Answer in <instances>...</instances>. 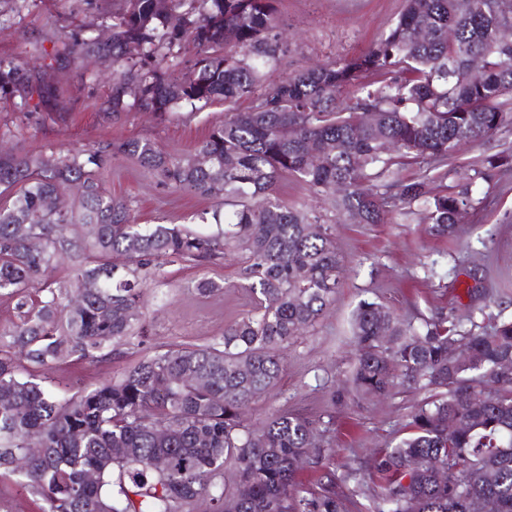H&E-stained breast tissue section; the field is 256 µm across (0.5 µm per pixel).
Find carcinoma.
<instances>
[{"label": "carcinoma", "instance_id": "obj_1", "mask_svg": "<svg viewBox=\"0 0 512 512\" xmlns=\"http://www.w3.org/2000/svg\"><path fill=\"white\" fill-rule=\"evenodd\" d=\"M117 2L112 44L80 35L60 54L112 58V112L165 113L217 98L252 105L227 114L194 154L140 140L118 148L162 183L224 201L208 235L135 223L130 202L101 184L102 150L0 152V195L9 196L0 206V294L20 313L0 345V475L39 495L41 512H180L201 496L212 512H348L335 477L310 497L294 485L298 459L334 452L317 444L316 422L274 412L252 429L245 411L276 388L288 346L335 300L332 224H386L416 204L435 232L454 233L468 190L436 194L432 183L463 145L512 125V0H404L364 53L272 83L287 44L277 0ZM188 45L196 58L179 72L168 59ZM19 91L21 109L34 98L50 109L61 96L52 79L0 64V99ZM396 153L425 174L389 180ZM285 175L331 198V215L283 206L274 189ZM369 182L377 192L362 189ZM338 183L347 190L336 193ZM73 185L78 209L50 205ZM229 250L247 253L244 287L258 307L210 344L149 355L120 380L66 398L17 372L20 357L39 367L95 358L111 341L145 336L146 288L164 264L213 263ZM62 261L65 281L53 277ZM353 332L358 394L387 396L405 380L447 389L414 410L408 435L377 459L386 476L379 512H471L479 498L512 512V320L480 332L443 319L415 327L365 301ZM458 343L469 361L454 356ZM450 417L460 423L453 433ZM31 433L43 440L37 456L24 446ZM159 457L161 470L152 465ZM91 469L97 479L88 483Z\"/></svg>", "mask_w": 512, "mask_h": 512}]
</instances>
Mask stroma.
I'll return each mask as SVG.
<instances>
[{
  "mask_svg": "<svg viewBox=\"0 0 512 512\" xmlns=\"http://www.w3.org/2000/svg\"><path fill=\"white\" fill-rule=\"evenodd\" d=\"M403 0H277L279 25L288 33L270 81L364 52L396 20ZM113 0H0V62H29L54 70L65 94L55 111L19 110L0 100V140L17 154L97 150L138 139L158 148L192 153L220 124L230 106L217 100L176 112L110 115L112 68L95 58L55 70V53L76 33L108 39ZM512 154V127L463 146L444 183L468 186L471 205L462 212L454 236H439L420 213L387 224L341 222L332 228L342 263V284L326 316L288 349L286 370L272 394L253 401L246 419L260 426L270 413L316 420L322 441L336 455L303 464L301 489L316 490L327 473L350 498V512H378L384 482L374 452L395 446L408 433L411 411L429 395L411 384L384 398L357 396L351 375L357 352L352 319L360 302H379L403 321L421 324L444 318L488 326L512 319V171L490 169L487 160ZM104 188L128 199L140 224H178L212 232L215 200L179 190L136 160L117 155L102 171ZM247 259L227 253L213 263L175 262L148 290V334L144 340L110 345L103 358L76 359L42 368L46 386L61 396L120 380L154 353L200 347L222 336L226 326L250 316L255 301L244 289ZM222 283L220 292L200 295L198 281ZM344 396L332 397L335 388Z\"/></svg>",
  "mask_w": 512,
  "mask_h": 512,
  "instance_id": "obj_1",
  "label": "stroma"
}]
</instances>
